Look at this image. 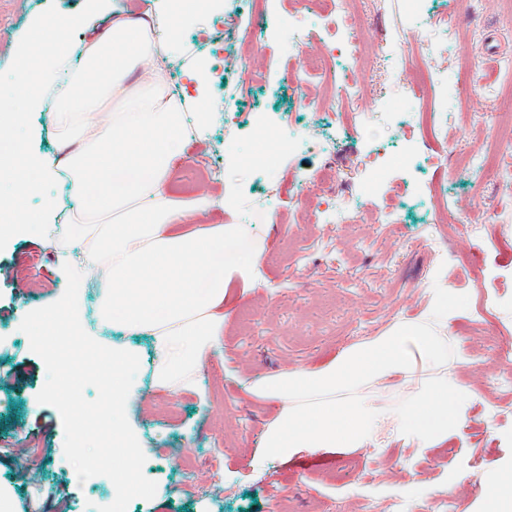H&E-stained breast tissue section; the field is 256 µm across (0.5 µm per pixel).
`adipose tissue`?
<instances>
[{"instance_id":"adipose-tissue-1","label":"adipose tissue","mask_w":512,"mask_h":512,"mask_svg":"<svg viewBox=\"0 0 512 512\" xmlns=\"http://www.w3.org/2000/svg\"><path fill=\"white\" fill-rule=\"evenodd\" d=\"M223 7L224 0H153L133 18L123 0H83L76 13L35 29L0 80V116L18 124L24 113L51 105L68 150L61 161L33 160L21 136L0 135V213L46 223L57 210L52 189L64 178L94 241L70 265L63 301L41 313L33 335L52 323L80 337L77 292L97 283L108 323L154 337L162 353L155 378L166 386L193 384L202 357L224 334L229 276L256 269L257 252L241 236L222 224L198 228L217 201L170 187L210 111L202 95L186 108L166 76L181 28ZM75 26L85 37L73 51ZM478 512H512V463L484 478Z\"/></svg>"}]
</instances>
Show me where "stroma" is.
Here are the masks:
<instances>
[{
	"instance_id": "35a3bbf8",
	"label": "stroma",
	"mask_w": 512,
	"mask_h": 512,
	"mask_svg": "<svg viewBox=\"0 0 512 512\" xmlns=\"http://www.w3.org/2000/svg\"><path fill=\"white\" fill-rule=\"evenodd\" d=\"M81 0H0L10 14L0 45L21 41L33 23L77 9ZM424 0L413 15L406 0H363L347 34L363 44L398 37L410 56L448 16L458 21L447 36V68L465 59L467 69L449 76L457 92L448 119L433 133L420 128L414 100L397 98L408 72L357 59L344 78L363 98L344 103L340 92L306 75L309 58L325 52L336 0H259L253 13L225 4L204 20L195 42L212 66L208 99L215 110L207 133L191 142L188 161L175 170L176 193L202 187L221 198L236 186L234 210H213L210 224L241 225L263 245L254 278L235 275L224 299V334L202 360L193 388L155 385L160 361L153 337L100 327L84 329L106 347L131 350L140 360L139 397L127 419L146 456L143 472L157 484L152 499H133L127 512H391L404 498L410 512H439L453 493L456 512H477L487 473L512 460V398L484 383L492 373L512 372V181H492L458 171L464 152L512 158V82L490 61L486 38L497 34L502 58L512 56V11L502 0ZM262 24L261 36L240 44L245 29ZM235 71L252 102L224 113L221 85ZM317 107L302 126L288 114L296 96ZM396 112L392 128L360 125V113ZM30 156H58L51 118L25 115ZM336 137L325 148L327 134ZM300 136L294 149L266 160V144ZM399 157L385 194L357 199L355 225L322 218L327 197L350 192L360 160L374 147ZM265 204L263 223L251 216ZM389 211L392 221L375 223ZM43 230L16 224L0 243V502L4 512H91L111 504L107 477L79 482L64 455V431L53 406L39 403L46 381L43 361L21 331L24 316L56 301L66 285L67 264L44 240ZM445 264L437 266L433 238ZM469 297L449 313L445 332L454 354L448 381L467 399L460 425L442 441L394 435L339 452L319 473L297 469L295 459L258 461L267 426L282 401L256 396L257 380L296 369L324 366L348 346L382 335L399 321L430 317L434 289ZM428 373L393 375L362 386L386 409L419 392Z\"/></svg>"
}]
</instances>
